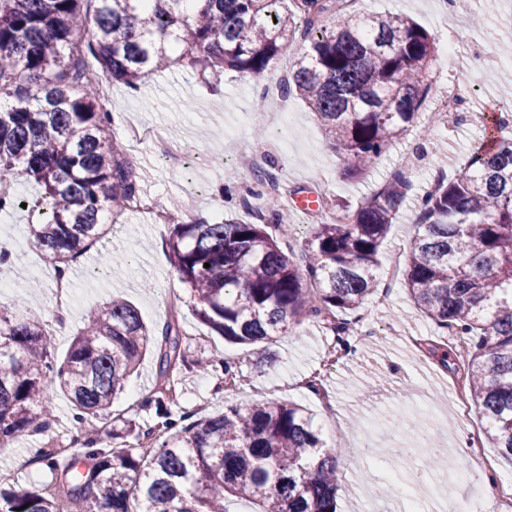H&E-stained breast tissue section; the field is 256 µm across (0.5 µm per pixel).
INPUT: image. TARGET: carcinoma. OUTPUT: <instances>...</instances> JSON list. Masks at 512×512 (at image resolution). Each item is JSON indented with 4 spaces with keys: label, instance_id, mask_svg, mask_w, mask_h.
<instances>
[{
    "label": "carcinoma",
    "instance_id": "1",
    "mask_svg": "<svg viewBox=\"0 0 512 512\" xmlns=\"http://www.w3.org/2000/svg\"><path fill=\"white\" fill-rule=\"evenodd\" d=\"M0 0V211L18 203L14 175L41 186L44 218L28 225L31 244L63 271L110 232L109 203L138 190V177L111 135L110 113L88 83L86 57L115 81L137 87L148 72L185 62L216 76H259L299 43L288 76L329 144L347 158L345 175L366 174L389 144L416 129L432 90L437 49L413 19L357 16L335 0ZM332 13L324 25L321 18ZM492 143L417 200L403 286L425 317L473 343L472 401L490 424V443L512 461V135L490 118ZM409 194L400 173L345 211L316 225L297 265L279 246L283 216L267 198L261 218L176 224L169 257L195 300L199 321L234 344L262 343L255 367L273 359L277 338L304 322L334 318L347 345L344 315L376 289L378 259ZM210 267H204V264ZM168 325L158 373L179 356ZM155 337L138 310L112 300L57 360L41 314L0 305V442L48 427L60 389L80 421L109 414ZM160 391L143 405L155 422L91 437L63 460L40 448L34 464L54 491L0 488V512H336L340 446L322 438L299 406L262 401L226 406L191 422L174 418ZM157 433L144 450L126 444Z\"/></svg>",
    "mask_w": 512,
    "mask_h": 512
}]
</instances>
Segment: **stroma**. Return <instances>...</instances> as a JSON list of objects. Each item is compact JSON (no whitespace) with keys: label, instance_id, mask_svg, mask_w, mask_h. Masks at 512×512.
Here are the masks:
<instances>
[{"label":"stroma","instance_id":"1","mask_svg":"<svg viewBox=\"0 0 512 512\" xmlns=\"http://www.w3.org/2000/svg\"><path fill=\"white\" fill-rule=\"evenodd\" d=\"M351 10L358 15L390 12L412 16L440 48L433 94L451 89L465 94L471 108L485 118L497 111L506 96L500 74L483 75L477 65L459 70L442 46L465 31L469 34L463 44L467 53L504 54L505 43H512V22L502 14L499 0H468L458 17L444 13L440 0H355ZM296 59V52H289L256 78L227 71L212 79L185 66L153 73L136 89L113 83L112 99L120 105L113 115L114 130L146 122L153 131L182 141L184 152L175 159L158 160L150 145L144 144L130 163L142 173L141 191L158 196L162 204L177 199L184 206L167 224L153 223L146 213L128 215L123 223L113 225L108 240L97 243L72 264L71 313L53 336L54 355L64 358L73 336L89 318L112 298H123L139 309L152 331L169 324L178 331L179 358L171 376L176 391L171 399L174 413H220L230 404L285 401L311 415L325 439L341 443L339 512L411 510L410 504L393 503L388 492L394 474L388 455L394 442L381 425V413L386 409L401 410L410 421L401 432V443L414 447L421 430L434 428L436 438L453 450L451 466L469 472L470 478L459 485L455 500H445L447 508H454L460 498L471 500L475 512H486L490 481L511 474L512 465L497 457L493 470L484 469L478 458L457 448L458 419L435 421L434 411L446 387L468 385L467 368L459 356L463 342L419 313L402 284L379 285L365 301L359 314L366 333L356 339L359 349L337 363L326 361L332 336L318 323L307 322L294 334L280 338L271 367L259 372L244 366L239 385L225 384L222 374L207 368L208 362L238 361L245 354H256L257 349L225 342L200 323L187 286L171 268L166 242L174 223L214 221L228 215L248 220L252 206L264 204L261 187L249 182L244 183L242 192L250 208L225 205L223 197L216 194V187L225 182V169L231 166L224 135L237 132L238 143L245 149L258 145L249 115L262 102L266 110L261 118L270 122L275 95L285 90L290 65ZM292 104L299 122L281 132L290 149L272 155L266 167L282 187L281 199L288 212L280 246L300 265L324 210L356 206L387 173L410 161L415 164V190L423 192L425 181L436 172L454 177L485 135L484 128L464 121L430 128V141L440 144L442 151L423 156L416 135L408 134L376 161L370 180L358 182L343 178L347 162L327 145L315 116L300 99H293ZM42 194L36 184H27L22 206L0 213V242L12 244L15 256L14 263L0 270V277L10 284L8 291L0 293V304L18 310L39 308L49 321L55 314L51 268L28 238L31 207ZM305 196L317 197V208L296 209L294 200ZM112 248L122 258L123 268L118 272L98 257L99 252ZM156 361L155 352L146 354L124 392L114 400L108 417L76 423L65 397L55 395L51 429L19 443L0 444V470L8 471L14 484H45L50 482V474L31 462L38 448L62 443L76 452L86 435L104 434L113 423L152 424L153 414L142 402L160 382Z\"/></svg>","mask_w":512,"mask_h":512}]
</instances>
